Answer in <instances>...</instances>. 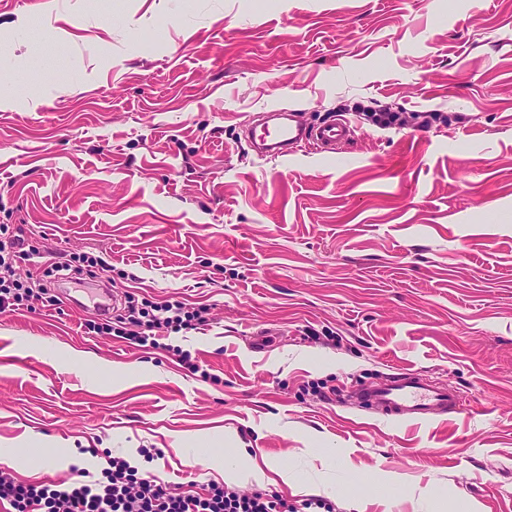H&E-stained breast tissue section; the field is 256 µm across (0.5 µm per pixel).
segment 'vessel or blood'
<instances>
[{"instance_id": "b4317fda", "label": "vessel or blood", "mask_w": 512, "mask_h": 512, "mask_svg": "<svg viewBox=\"0 0 512 512\" xmlns=\"http://www.w3.org/2000/svg\"><path fill=\"white\" fill-rule=\"evenodd\" d=\"M273 115L278 123L264 128L261 139L272 146L277 157L288 156L291 147L304 140L329 153L352 134V126L345 119L306 130L293 122L282 121L281 110H274ZM363 398L385 416L412 424L432 422L439 411L451 415L464 409V400L458 391L429 384L414 370L401 371L389 381L367 389Z\"/></svg>"}]
</instances>
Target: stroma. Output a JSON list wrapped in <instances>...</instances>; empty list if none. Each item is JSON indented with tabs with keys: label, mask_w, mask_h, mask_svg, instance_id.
Listing matches in <instances>:
<instances>
[{
	"label": "stroma",
	"mask_w": 512,
	"mask_h": 512,
	"mask_svg": "<svg viewBox=\"0 0 512 512\" xmlns=\"http://www.w3.org/2000/svg\"><path fill=\"white\" fill-rule=\"evenodd\" d=\"M0 95L17 276L90 253L133 305L207 310L155 348L55 282L0 315V467L112 455L334 512H512V0H0ZM269 106L356 131L261 158ZM405 369L465 410L337 400Z\"/></svg>",
	"instance_id": "stroma-1"
}]
</instances>
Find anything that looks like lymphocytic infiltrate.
Instances as JSON below:
<instances>
[{"mask_svg":"<svg viewBox=\"0 0 512 512\" xmlns=\"http://www.w3.org/2000/svg\"><path fill=\"white\" fill-rule=\"evenodd\" d=\"M25 242L17 229L0 225V314L23 308L33 290L14 278V264ZM202 309L186 310L180 301L153 309L129 307L125 334L132 344L157 345L159 337L196 329L204 324ZM323 503L311 499L296 506L278 495L245 494L209 483L177 491L155 476H140L122 458H111L101 477L76 469L59 483H24L0 470V512H318Z\"/></svg>","mask_w":512,"mask_h":512,"instance_id":"lymphocytic-infiltrate-1","label":"lymphocytic infiltrate"}]
</instances>
